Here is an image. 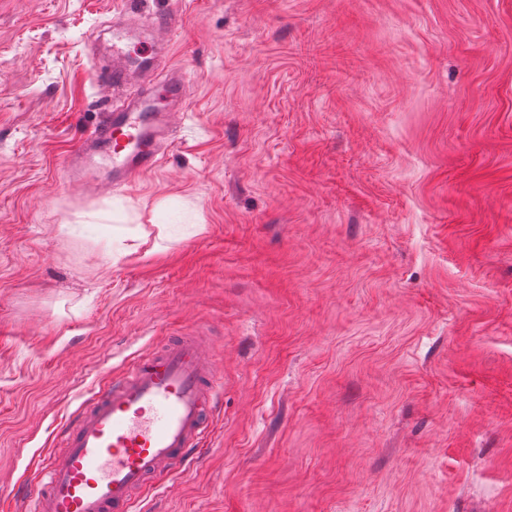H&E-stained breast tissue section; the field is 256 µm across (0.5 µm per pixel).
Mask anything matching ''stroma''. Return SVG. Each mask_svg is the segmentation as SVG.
<instances>
[{"label":"stroma","instance_id":"35a3bbf8","mask_svg":"<svg viewBox=\"0 0 512 512\" xmlns=\"http://www.w3.org/2000/svg\"><path fill=\"white\" fill-rule=\"evenodd\" d=\"M0 0V487L83 395L207 336L214 436L147 512H512V0ZM150 32L189 107L66 184ZM115 29L112 30V67L105 68L98 66L96 68V81L101 86L118 85L124 82V76L127 68L125 66L126 51L120 45V37L115 36ZM152 92H136L103 112L88 137L66 161L68 182L96 190L100 183L122 192L159 167L173 142L180 112L153 109ZM104 172L107 177L100 178Z\"/></svg>","mask_w":512,"mask_h":512}]
</instances>
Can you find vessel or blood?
<instances>
[{
    "label": "vessel or blood",
    "instance_id": "1",
    "mask_svg": "<svg viewBox=\"0 0 512 512\" xmlns=\"http://www.w3.org/2000/svg\"><path fill=\"white\" fill-rule=\"evenodd\" d=\"M126 51L112 45L111 67H97L98 85L123 83ZM179 109L189 97L181 71L162 87ZM137 92L102 113L66 162L69 182L122 192L157 169L173 142L175 112L153 108ZM224 382L203 337L175 336L132 359L85 399L59 431L58 450L33 474L30 497L18 512H135L158 476L188 469L212 433Z\"/></svg>",
    "mask_w": 512,
    "mask_h": 512
}]
</instances>
